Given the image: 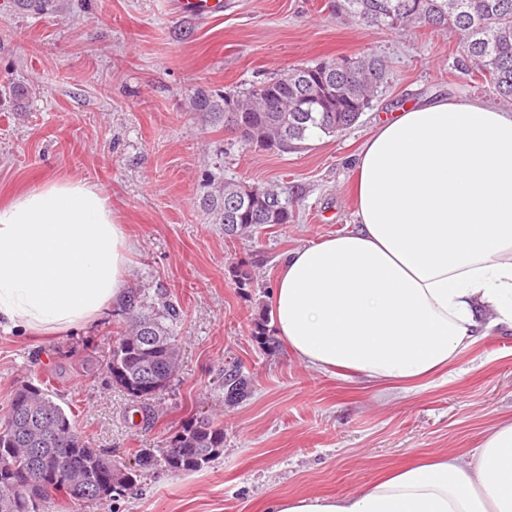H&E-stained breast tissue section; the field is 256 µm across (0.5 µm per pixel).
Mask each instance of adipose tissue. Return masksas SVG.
I'll use <instances>...</instances> for the list:
<instances>
[{
  "label": "adipose tissue",
  "mask_w": 512,
  "mask_h": 512,
  "mask_svg": "<svg viewBox=\"0 0 512 512\" xmlns=\"http://www.w3.org/2000/svg\"><path fill=\"white\" fill-rule=\"evenodd\" d=\"M354 222L281 261L276 334L296 361L392 395L512 328V110L439 99L396 112L354 162ZM133 251L105 192L50 178L0 205V329L49 336L127 298ZM267 512H512V418L472 461L435 453L341 497Z\"/></svg>",
  "instance_id": "1"
}]
</instances>
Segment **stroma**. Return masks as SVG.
<instances>
[{
    "mask_svg": "<svg viewBox=\"0 0 512 512\" xmlns=\"http://www.w3.org/2000/svg\"><path fill=\"white\" fill-rule=\"evenodd\" d=\"M172 0H54L35 13L0 0V203L48 177L84 179L110 198L133 242L128 285L183 311L180 369L144 406L113 386L103 355L124 325L114 305L97 323L58 336L0 332V418L29 382L73 411L78 429L120 464L199 417L224 430L207 466L142 472L124 494L100 502L57 495L43 512H264L270 499L341 496L388 469L438 450L468 460L482 433L512 418V329L466 349L447 373L393 402L381 391L320 374L283 341L254 339L269 321L270 292L286 252L338 234L354 221L352 161L377 118L440 97L503 101L479 73L462 68L453 34L387 30L336 11V0H224L199 19ZM370 53L387 82L350 129L316 135L303 149L243 146L192 112L200 84L242 90L294 66ZM274 182L297 197L289 223L227 236L199 205L209 175ZM252 282L238 287L239 273ZM239 370L248 395L231 404L219 384Z\"/></svg>",
    "mask_w": 512,
    "mask_h": 512,
    "instance_id": "obj_1",
    "label": "stroma"
}]
</instances>
